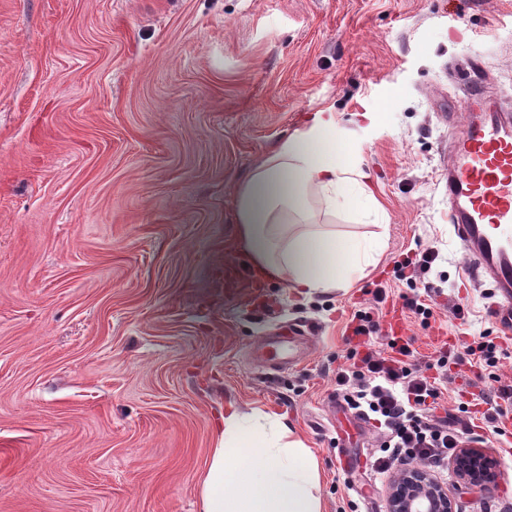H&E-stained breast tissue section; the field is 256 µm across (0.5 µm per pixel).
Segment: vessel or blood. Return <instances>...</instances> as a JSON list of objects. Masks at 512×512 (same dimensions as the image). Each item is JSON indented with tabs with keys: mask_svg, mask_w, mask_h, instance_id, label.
Wrapping results in <instances>:
<instances>
[{
	"mask_svg": "<svg viewBox=\"0 0 512 512\" xmlns=\"http://www.w3.org/2000/svg\"><path fill=\"white\" fill-rule=\"evenodd\" d=\"M466 112L463 131L448 136V226L470 277L496 298L493 319L512 329V110L474 91Z\"/></svg>",
	"mask_w": 512,
	"mask_h": 512,
	"instance_id": "vessel-or-blood-1",
	"label": "vessel or blood"
}]
</instances>
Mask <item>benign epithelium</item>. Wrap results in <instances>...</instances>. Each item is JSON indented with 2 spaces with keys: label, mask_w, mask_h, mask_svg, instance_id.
Masks as SVG:
<instances>
[{
  "label": "benign epithelium",
  "mask_w": 512,
  "mask_h": 512,
  "mask_svg": "<svg viewBox=\"0 0 512 512\" xmlns=\"http://www.w3.org/2000/svg\"><path fill=\"white\" fill-rule=\"evenodd\" d=\"M454 468L462 480L482 490L497 480L492 459L477 448L460 449ZM387 499L388 512H452L448 490L422 469L402 471L390 482Z\"/></svg>",
  "instance_id": "obj_1"
}]
</instances>
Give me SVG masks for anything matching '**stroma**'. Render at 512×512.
I'll return each mask as SVG.
<instances>
[{
  "instance_id": "1",
  "label": "stroma",
  "mask_w": 512,
  "mask_h": 512,
  "mask_svg": "<svg viewBox=\"0 0 512 512\" xmlns=\"http://www.w3.org/2000/svg\"><path fill=\"white\" fill-rule=\"evenodd\" d=\"M477 83L512 96V0H0V512H201L231 408L311 449L322 512H388L376 428L327 399L357 310L419 364L498 334L442 181L443 116ZM315 112L389 220L314 200L318 223L382 231L384 249L352 288L302 298L255 278L233 195ZM429 248L428 273L396 278ZM428 280L425 320L408 302ZM292 325L314 333L310 357L252 362ZM496 373L450 365L457 428L459 390L512 383V357ZM485 450L497 483L449 472L454 512H512V454Z\"/></svg>"
}]
</instances>
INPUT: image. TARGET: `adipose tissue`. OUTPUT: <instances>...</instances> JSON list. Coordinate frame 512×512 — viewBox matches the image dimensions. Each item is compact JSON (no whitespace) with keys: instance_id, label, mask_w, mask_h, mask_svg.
<instances>
[{"instance_id":"adipose-tissue-1","label":"adipose tissue","mask_w":512,"mask_h":512,"mask_svg":"<svg viewBox=\"0 0 512 512\" xmlns=\"http://www.w3.org/2000/svg\"><path fill=\"white\" fill-rule=\"evenodd\" d=\"M365 178L340 155L333 114L315 113L279 142L234 192L239 240L256 271L304 297L361 279L376 262L380 236L340 241L315 222L310 199L332 209L354 194L357 217L383 226L388 216ZM217 435L199 482L202 512H322L318 462L282 420L232 411Z\"/></svg>"}]
</instances>
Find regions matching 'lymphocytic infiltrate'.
Wrapping results in <instances>:
<instances>
[{
  "label": "lymphocytic infiltrate",
  "mask_w": 512,
  "mask_h": 512,
  "mask_svg": "<svg viewBox=\"0 0 512 512\" xmlns=\"http://www.w3.org/2000/svg\"><path fill=\"white\" fill-rule=\"evenodd\" d=\"M354 318L353 335L367 350L358 363L338 369L336 392L348 410L380 431L374 472L392 476L398 466L419 463L441 474L464 440L484 444L506 435L505 422L512 419L511 384L462 403L463 412L480 415L483 423L481 433L463 436L437 415L448 389L446 357H439L428 372L412 364L414 351L401 337H388L385 350L370 349L367 343L376 330L372 316L360 311Z\"/></svg>",
  "instance_id": "obj_1"
}]
</instances>
